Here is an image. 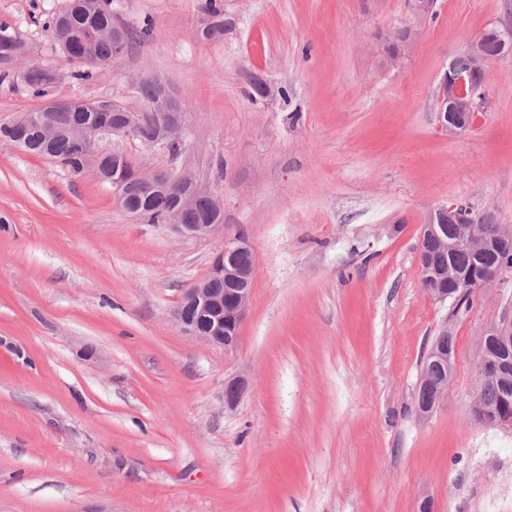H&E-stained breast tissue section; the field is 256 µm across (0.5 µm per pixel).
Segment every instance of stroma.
Instances as JSON below:
<instances>
[{
    "label": "stroma",
    "instance_id": "1",
    "mask_svg": "<svg viewBox=\"0 0 512 512\" xmlns=\"http://www.w3.org/2000/svg\"><path fill=\"white\" fill-rule=\"evenodd\" d=\"M204 4L112 0L152 29L81 81L44 25L68 0H0V24L59 72L52 97L142 112L136 79H163L186 105L181 159L133 135L102 147L188 168L224 203L223 230L184 238L0 141V512H512V429L471 412L479 334L512 310V278L458 312L417 263L436 205L468 199L512 227V56L488 62L476 130L448 136L434 114L448 62L512 28V0H438L394 70L382 39L406 0H224L217 39ZM43 103L0 72V123ZM241 230L252 300L227 353L173 312ZM444 328L455 375L423 415ZM235 376L248 388L230 409Z\"/></svg>",
    "mask_w": 512,
    "mask_h": 512
}]
</instances>
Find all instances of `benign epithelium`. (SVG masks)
I'll return each instance as SVG.
<instances>
[{
    "instance_id": "7a95c632",
    "label": "benign epithelium",
    "mask_w": 512,
    "mask_h": 512,
    "mask_svg": "<svg viewBox=\"0 0 512 512\" xmlns=\"http://www.w3.org/2000/svg\"><path fill=\"white\" fill-rule=\"evenodd\" d=\"M437 2L438 0H406L409 23L405 26V36L399 47L385 56L388 67H399L415 50L418 28L436 14ZM489 39L498 44L500 55L512 54V29L492 28L467 42L464 52L471 61L469 69H458L452 60L440 77L434 111L437 112L438 128L450 136L474 129L479 114L488 107L486 89L489 73L484 43ZM19 58V43L10 37L1 39L0 65L13 66ZM72 103L71 99L51 100L41 107L39 117L49 118L57 130L66 132L70 130ZM181 104L182 100L164 85L145 112H129L114 105L112 111L117 113V118L112 122V128L101 132L100 137L133 134L139 126L149 122L155 129V145L165 150L173 145L180 146L187 134ZM130 171L137 176L143 175L135 164L131 165ZM145 180L147 184L144 190L149 195L164 193L176 182L187 184L188 190L176 207L158 214H148L129 207L123 180L119 177L112 178V188L121 206L134 220L169 226L178 234L188 237H207L224 229L222 224L186 223L187 214L195 208L196 201L200 198L209 199L211 207L216 211L223 207V200L202 185L191 171L183 169L173 176L166 170H157L146 175ZM488 214L487 208L466 200L439 204L427 213L422 225L421 240L427 242L429 247L419 249L418 269L429 280L431 288L428 292L435 299L445 301L455 296L458 289L447 287V277L434 264L433 248L451 251L458 244L467 243L478 251L512 254V232L504 228L488 230V225L485 224ZM448 222L455 224L458 229L455 239L444 234V224ZM246 250H252V245L249 237L243 233L224 240V246L214 256L206 276L184 290L173 316L185 335L212 346L222 347L226 352L237 347L239 329L252 298L254 267H242L235 261V256ZM213 277L224 280V291L210 287V279ZM511 350L512 317L505 314L498 322L483 328L478 352L479 371L490 376L500 387L507 386L509 379L506 361L502 355ZM433 363L438 369L437 377L420 378V388L431 392L430 402L419 408L423 414L431 412L444 398L455 370V358L449 352L436 353ZM246 387V380L242 377L226 381L225 405L234 407L245 393ZM472 410L480 413L486 424L512 428V412L498 413L484 409L477 398L472 401Z\"/></svg>"
}]
</instances>
